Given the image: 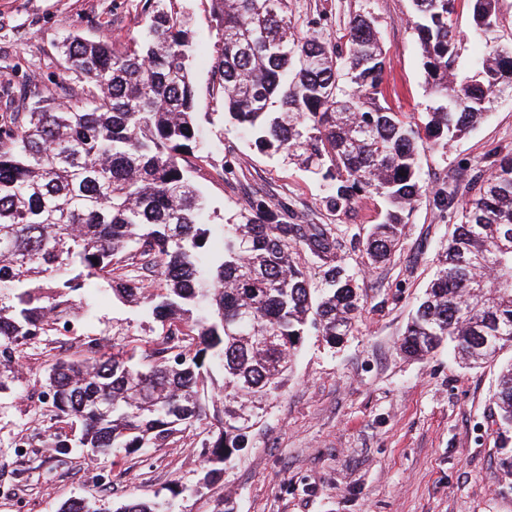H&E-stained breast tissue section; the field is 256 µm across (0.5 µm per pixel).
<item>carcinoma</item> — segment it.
<instances>
[{
  "label": "carcinoma",
  "instance_id": "obj_1",
  "mask_svg": "<svg viewBox=\"0 0 512 512\" xmlns=\"http://www.w3.org/2000/svg\"><path fill=\"white\" fill-rule=\"evenodd\" d=\"M484 40L456 69L459 2ZM218 41L212 91L255 146L285 154L330 182L339 212L360 192L386 203L370 226L368 265L401 243L426 191L418 141L470 131L512 84V40L489 34L502 0H411L426 84L435 105L402 118L384 94L386 59L374 18L351 17L341 44L301 38L287 0H210ZM144 29L123 44L70 33L58 49L83 96H39L0 112V393L15 379L17 348L68 330L102 281L112 298L159 324L163 346L104 351L49 365L46 399L61 430L49 447L79 445L96 457L158 448L205 425L208 486L246 447L267 403L288 381L314 331L331 344L350 335L367 304L357 276L336 264L340 243L326 224H297L288 203L249 199L209 247L207 204L183 157L199 149L191 66L201 50L176 0H144ZM433 279L400 350L426 357L446 345L479 367L512 348V153L468 187ZM246 246H241V243ZM300 247L324 266L314 288L293 258ZM97 262H92V259ZM156 272L149 285L125 273ZM502 432L512 430V361L494 394ZM58 512H100L78 498ZM116 512H172L165 500L130 499Z\"/></svg>",
  "mask_w": 512,
  "mask_h": 512
}]
</instances>
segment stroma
Masks as SVG:
<instances>
[{
  "mask_svg": "<svg viewBox=\"0 0 512 512\" xmlns=\"http://www.w3.org/2000/svg\"><path fill=\"white\" fill-rule=\"evenodd\" d=\"M144 0H0V78L24 75L44 96L67 89L80 96L58 52L66 32L123 43L138 36ZM203 50L192 63L201 150L187 155L214 224L228 222L249 197L288 203L301 224H326L342 243L343 265L357 273L368 302L353 335L337 345L308 336L294 373L221 481L202 485V426L158 448L93 459L88 449L47 446L57 426L41 400L58 358H78L90 342L145 347L158 326L106 290L88 292L90 310L73 330L40 336L20 348L18 376L0 394V512H57L75 498H93L107 512L130 499L173 500L176 512H212L231 496L235 512H512V437L492 422L497 366L468 369L447 348L414 359L399 340L433 271L454 211L437 203L444 189L466 193L474 176L512 152V95L495 101L485 122L447 146L419 143L427 190L412 211L390 261L368 266L364 234L384 203L364 193L334 212L329 185L287 158L268 156L228 121L212 97L218 39L209 0H180ZM297 31L338 44L357 14L373 16L386 51L385 96L396 111L419 116L430 103L409 0H288Z\"/></svg>",
  "mask_w": 512,
  "mask_h": 512,
  "instance_id": "stroma-1",
  "label": "stroma"
}]
</instances>
